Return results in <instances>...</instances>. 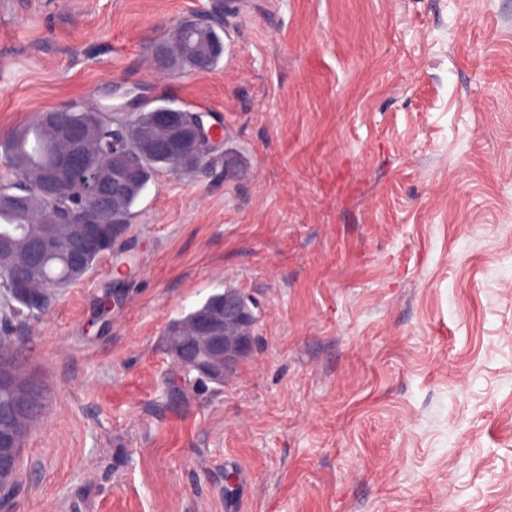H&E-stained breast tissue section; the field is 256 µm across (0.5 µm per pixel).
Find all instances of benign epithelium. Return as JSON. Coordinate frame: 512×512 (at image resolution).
I'll use <instances>...</instances> for the list:
<instances>
[{
  "mask_svg": "<svg viewBox=\"0 0 512 512\" xmlns=\"http://www.w3.org/2000/svg\"><path fill=\"white\" fill-rule=\"evenodd\" d=\"M166 119L165 137L149 143V148L171 152L187 143L217 140L215 127L204 125L202 113H197L193 122L186 120V113L173 108L163 113ZM54 137H62L75 144L78 134L62 119L49 124ZM125 151V140L112 136L111 144L99 149V156L90 157L80 150L71 151L67 158L65 175L57 170L48 172L39 186L42 197L51 204L52 218L44 225L40 234L30 238L24 247L1 250L0 258L11 269L10 287L24 291L31 286L34 272L41 267L46 257L59 244L57 229L71 225L66 243L70 254V269L76 275L85 273L84 256L94 250L100 242V214L112 207V198L122 193L124 181L112 176V155ZM77 182L80 192L90 206L78 216L69 219L71 200L63 193L65 182ZM260 322V303L253 297L234 290L224 297V318H202L193 327L192 339L195 351L182 348L172 353L176 363L186 361L197 370L223 377L230 366L246 358L250 352L252 329ZM0 386L11 387L23 396L18 403L0 404V487L14 484L21 458V434L28 420L24 411L32 400L38 399L33 386L19 379L9 367L0 369Z\"/></svg>",
  "mask_w": 512,
  "mask_h": 512,
  "instance_id": "1",
  "label": "benign epithelium"
}]
</instances>
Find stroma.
I'll use <instances>...</instances> for the list:
<instances>
[{
  "label": "stroma",
  "instance_id": "obj_1",
  "mask_svg": "<svg viewBox=\"0 0 512 512\" xmlns=\"http://www.w3.org/2000/svg\"><path fill=\"white\" fill-rule=\"evenodd\" d=\"M224 8V55L151 48ZM117 85L207 112L123 244L0 346L47 406L0 512H512V0H0V140ZM263 307L220 393L168 323Z\"/></svg>",
  "mask_w": 512,
  "mask_h": 512
}]
</instances>
